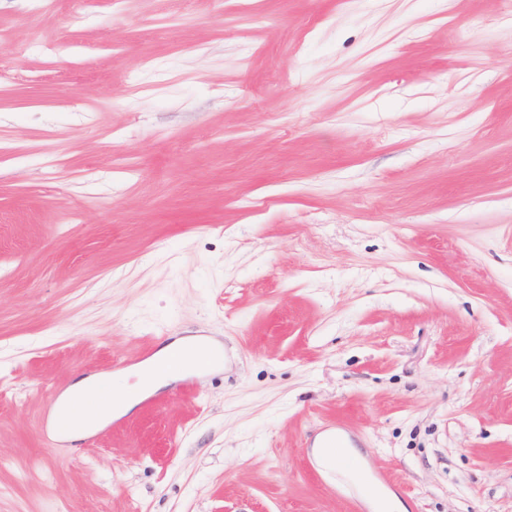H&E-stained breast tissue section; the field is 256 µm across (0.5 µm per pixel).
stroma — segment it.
<instances>
[{
    "instance_id": "35a3bbf8",
    "label": "stroma",
    "mask_w": 512,
    "mask_h": 512,
    "mask_svg": "<svg viewBox=\"0 0 512 512\" xmlns=\"http://www.w3.org/2000/svg\"><path fill=\"white\" fill-rule=\"evenodd\" d=\"M224 366L90 436L53 394ZM512 512V0H0V512ZM330 441L327 443L325 448H318V457L320 461V466L325 472H334L335 466L337 462L338 455L334 456L330 452V448L340 449L341 451L346 450L349 454L356 455V451L352 446H350V440L343 435H329Z\"/></svg>"
}]
</instances>
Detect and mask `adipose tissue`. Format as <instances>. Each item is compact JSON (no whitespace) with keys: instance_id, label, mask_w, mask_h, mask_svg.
<instances>
[{"instance_id":"ef3b65f1","label":"adipose tissue","mask_w":512,"mask_h":512,"mask_svg":"<svg viewBox=\"0 0 512 512\" xmlns=\"http://www.w3.org/2000/svg\"><path fill=\"white\" fill-rule=\"evenodd\" d=\"M181 338L162 347L137 371L135 384L121 375H92L78 380L60 399L56 412L68 421L65 439H77L93 433L112 418L131 411L145 395L155 393L182 375L201 371L199 362L174 364L178 352L188 347Z\"/></svg>"}]
</instances>
